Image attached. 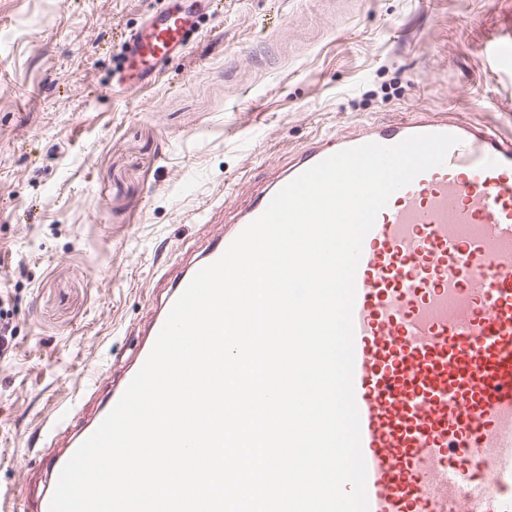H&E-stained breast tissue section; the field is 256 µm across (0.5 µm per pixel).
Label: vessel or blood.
I'll return each mask as SVG.
<instances>
[{"instance_id": "1", "label": "vessel or blood", "mask_w": 512, "mask_h": 512, "mask_svg": "<svg viewBox=\"0 0 512 512\" xmlns=\"http://www.w3.org/2000/svg\"><path fill=\"white\" fill-rule=\"evenodd\" d=\"M217 0H169L124 41L115 91L154 85L189 52ZM459 137L443 165L395 191L365 236L354 278L353 387L369 512H512V136L429 109L327 133L274 167L251 202L176 275L160 274L150 315L119 371L90 378L27 472L36 492L0 491L6 512H49L59 473L148 357L176 299L273 197L327 157L416 134Z\"/></svg>"}]
</instances>
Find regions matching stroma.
Instances as JSON below:
<instances>
[{"instance_id": "1", "label": "stroma", "mask_w": 512, "mask_h": 512, "mask_svg": "<svg viewBox=\"0 0 512 512\" xmlns=\"http://www.w3.org/2000/svg\"><path fill=\"white\" fill-rule=\"evenodd\" d=\"M164 0H0V487L120 363L160 256L242 207L269 168L323 132L426 108L512 135V78L488 47L512 0H224L152 88L108 89L121 35ZM11 295L8 289H0V358L5 359L13 348L12 313L9 307Z\"/></svg>"}]
</instances>
